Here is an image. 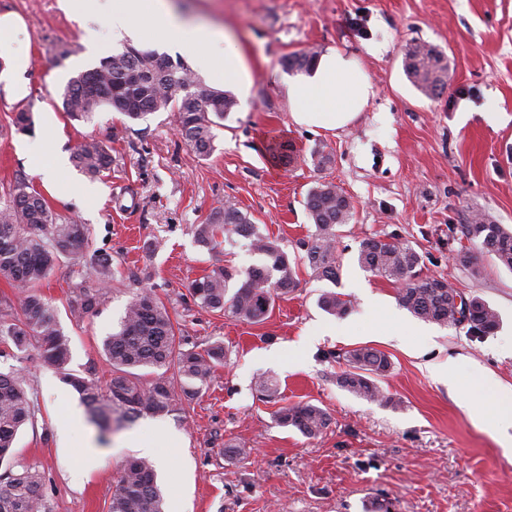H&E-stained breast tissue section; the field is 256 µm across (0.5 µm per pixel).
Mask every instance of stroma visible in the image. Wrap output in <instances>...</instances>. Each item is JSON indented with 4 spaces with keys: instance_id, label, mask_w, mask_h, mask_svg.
<instances>
[{
    "instance_id": "1",
    "label": "stroma",
    "mask_w": 512,
    "mask_h": 512,
    "mask_svg": "<svg viewBox=\"0 0 512 512\" xmlns=\"http://www.w3.org/2000/svg\"><path fill=\"white\" fill-rule=\"evenodd\" d=\"M188 21L233 29L251 69L248 94L218 129L214 152L197 155L179 136L178 116L156 112L128 121L106 109L87 121L69 120L61 95L70 78L122 51L100 17L63 9L60 0H0L14 15L11 54L0 56V207L17 180L40 189L57 214L88 225L86 253L111 257L118 274L97 316L78 322L68 312L78 280L62 260L40 290L70 338V369L104 372L101 341L117 327L137 289L153 288L189 344H224V364L177 412L144 415L132 429L112 432L83 422L64 446L57 423L77 393L36 349L14 357L0 345V372L20 370L35 406L33 425L18 436L21 458L44 470L53 512H107L121 462L136 456L130 433L153 438L165 512H512V418L478 419V412L512 397V271L488 253L478 275L459 265L461 230L474 215L512 226V0H172ZM425 42L448 58V86L428 97L403 70L406 48ZM67 57H59L60 48ZM341 48L365 66L376 96L337 133L292 125L281 58L292 52ZM23 56L22 72L12 54ZM32 111V132L17 131L16 112ZM96 140L112 166L94 185L96 196L45 189L31 169L27 145L44 154L73 153ZM288 149L274 158L271 141ZM332 161L316 166L314 150ZM331 183L353 205L339 227L342 273L337 285L300 267L297 291L278 300L269 317L249 323L198 306L192 281L219 266L261 263L248 241L233 237L210 250L195 228L215 207L232 204L289 256L312 234L304 199ZM397 236L422 257V273L464 296H479L498 314L493 332L422 321L403 308L388 281L357 260L365 238ZM334 289L352 302L337 318L317 305ZM387 308L414 330L398 339L378 333ZM344 336L306 337L335 324ZM370 346L392 367L378 384L385 402L341 390L333 352ZM453 366L449 380L434 368ZM480 375L481 397L465 401L459 382ZM274 377L283 403H311L327 412L321 434L306 437L278 426L277 405L262 401L259 379ZM98 452L79 453L82 442ZM241 455L229 458L225 443Z\"/></svg>"
}]
</instances>
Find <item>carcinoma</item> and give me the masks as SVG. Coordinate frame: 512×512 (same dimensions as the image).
I'll use <instances>...</instances> for the list:
<instances>
[{
  "label": "carcinoma",
  "mask_w": 512,
  "mask_h": 512,
  "mask_svg": "<svg viewBox=\"0 0 512 512\" xmlns=\"http://www.w3.org/2000/svg\"><path fill=\"white\" fill-rule=\"evenodd\" d=\"M317 57L315 52L287 54L282 65L289 71H304ZM403 68L409 81L428 97L436 96L448 84V63L436 47L414 44L405 53ZM237 101L223 90L202 88L181 62L132 46L103 59L99 66L71 78L62 93L63 112L74 120H88L107 107L132 121L154 112H176L185 143L198 155L215 150L213 128L233 111ZM73 162L90 179L110 168L112 158L98 141H84L74 151ZM315 231L305 244V255L290 261L277 240L259 231L237 208L215 207L195 234L212 249L222 239L245 236L263 262L244 271L217 267L195 280L190 293L208 309L223 310L252 323L267 319L276 300L298 288L299 263L308 266L321 280L337 283L341 274L336 252V227L353 216L344 193L331 183L311 188L304 200ZM476 249L493 255L512 270V228L475 219L461 231ZM89 228L53 212L44 197L24 181L16 182L11 203L0 209V278L20 293L19 312L9 302L0 309V343L23 353L35 347L42 361L53 366L62 380L80 395L91 421L107 430L112 423L134 424L141 415H170L177 410L174 385L166 377L174 368L180 387L193 394L210 379L213 369L224 361V343L215 341L198 350L185 348L176 335L165 304L150 289L135 295L126 307L117 332L104 338L103 358L109 380L101 385L92 373L68 368L70 340L60 327L54 307L37 291L59 261L70 259L82 267L81 281L75 283L69 304L70 315L83 320L98 312L102 285L112 279V259L88 256L84 247ZM362 267L390 283H397L399 303L413 316L444 326H468V332L482 336L498 326L497 313L481 298H469L467 322L456 318L454 294L446 283L420 273L421 255L409 244L389 242L380 236L364 239L359 247ZM239 279L235 290L229 283ZM318 304L336 317L345 316L351 301L336 291L321 294ZM346 366L336 375V385L369 401L393 402L383 395L378 379L391 369L389 357L369 346H358L336 355ZM147 370L152 380L142 383L135 371ZM267 402L280 400L276 380L267 378L257 385ZM35 416L34 407L22 387V378L0 372V512H53L44 470L26 463L14 450L19 431ZM282 427H292L315 436L330 421L322 408L311 403L282 405L274 414ZM108 512H165L153 464L143 458H129L120 467L110 497Z\"/></svg>",
  "instance_id": "cac0c4a2"
}]
</instances>
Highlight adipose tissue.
<instances>
[{
	"label": "adipose tissue",
	"instance_id": "obj_1",
	"mask_svg": "<svg viewBox=\"0 0 512 512\" xmlns=\"http://www.w3.org/2000/svg\"><path fill=\"white\" fill-rule=\"evenodd\" d=\"M116 40H136L145 28L172 39L191 68L221 77L226 87L246 91L250 70L236 33L228 28L183 21L169 0H113L105 13ZM292 124L312 131H336L350 126L375 95L370 77L359 60L332 48L321 54L308 71L288 80Z\"/></svg>",
	"mask_w": 512,
	"mask_h": 512
}]
</instances>
